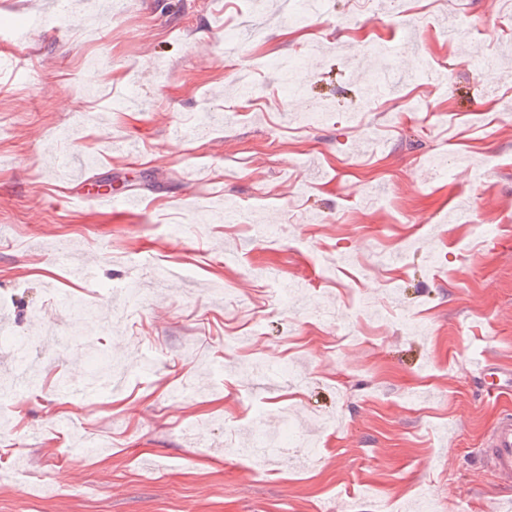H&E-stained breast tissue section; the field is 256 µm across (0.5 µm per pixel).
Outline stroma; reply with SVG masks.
<instances>
[{
	"label": "stroma",
	"instance_id": "stroma-1",
	"mask_svg": "<svg viewBox=\"0 0 512 512\" xmlns=\"http://www.w3.org/2000/svg\"><path fill=\"white\" fill-rule=\"evenodd\" d=\"M202 2L0 0V318L43 370L0 429V512H497L512 483L470 450L498 407L465 351L512 367V116L483 97L490 82L512 98V16L324 0L327 40L301 44L257 0ZM372 27L395 42L390 64ZM271 55L299 56L295 92ZM481 56L493 69H473ZM425 57L447 63L444 85L419 80ZM252 66L249 102L233 73ZM384 67L398 86L377 96ZM204 100L199 139L171 141ZM417 102L441 121L400 117ZM72 157L97 181L133 171L141 204L66 201ZM368 192L392 207L363 209ZM250 205L254 220L218 219ZM255 222L278 236L256 240ZM123 281L145 293L117 325ZM360 295L380 318L357 314ZM74 297L93 314L71 317ZM329 305L357 342L311 321ZM257 425L314 436L320 462L255 467L236 450Z\"/></svg>",
	"mask_w": 512,
	"mask_h": 512
}]
</instances>
